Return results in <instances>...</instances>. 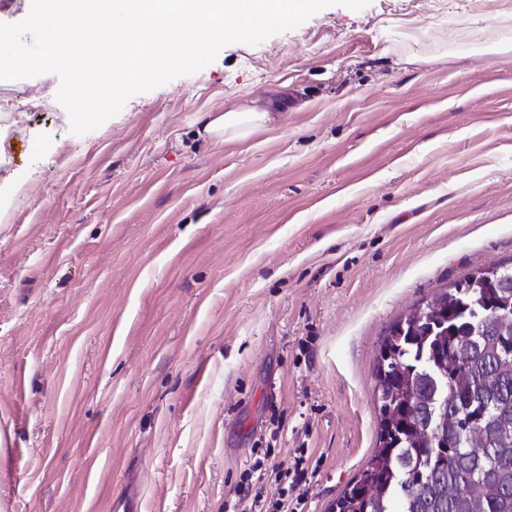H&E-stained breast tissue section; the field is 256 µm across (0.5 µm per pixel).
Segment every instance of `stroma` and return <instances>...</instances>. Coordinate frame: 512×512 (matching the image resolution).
Returning a JSON list of instances; mask_svg holds the SVG:
<instances>
[{
    "mask_svg": "<svg viewBox=\"0 0 512 512\" xmlns=\"http://www.w3.org/2000/svg\"><path fill=\"white\" fill-rule=\"evenodd\" d=\"M59 86L0 80V177L35 170L0 213V512H230L248 476L327 512L389 327L512 265V0L332 5L80 136ZM246 102L281 117L203 138Z\"/></svg>",
    "mask_w": 512,
    "mask_h": 512,
    "instance_id": "obj_1",
    "label": "stroma"
}]
</instances>
